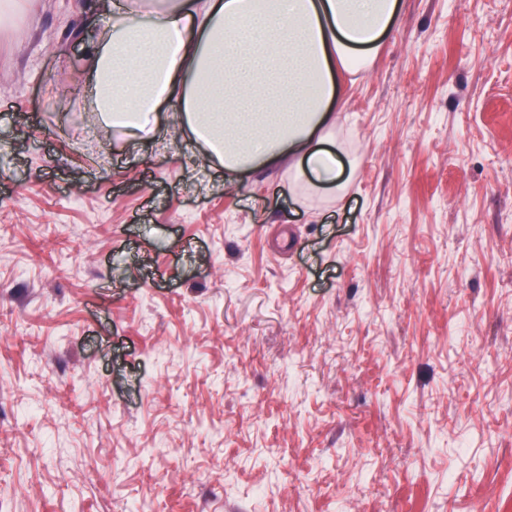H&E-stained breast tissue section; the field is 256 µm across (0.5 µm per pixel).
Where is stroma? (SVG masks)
<instances>
[{"mask_svg":"<svg viewBox=\"0 0 512 512\" xmlns=\"http://www.w3.org/2000/svg\"><path fill=\"white\" fill-rule=\"evenodd\" d=\"M336 190L95 110L99 0H0V512H512V0H399Z\"/></svg>","mask_w":512,"mask_h":512,"instance_id":"stroma-1","label":"stroma"}]
</instances>
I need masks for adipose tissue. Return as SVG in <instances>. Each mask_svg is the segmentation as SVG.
Returning <instances> with one entry per match:
<instances>
[{"label": "adipose tissue", "instance_id": "adipose-tissue-1", "mask_svg": "<svg viewBox=\"0 0 512 512\" xmlns=\"http://www.w3.org/2000/svg\"><path fill=\"white\" fill-rule=\"evenodd\" d=\"M398 0H176L143 24L112 15L93 43L95 106L135 142L160 106L235 174L292 160L335 187L336 77L377 48Z\"/></svg>", "mask_w": 512, "mask_h": 512}]
</instances>
